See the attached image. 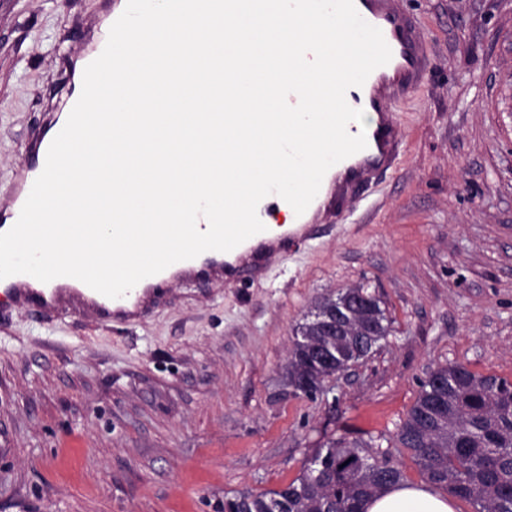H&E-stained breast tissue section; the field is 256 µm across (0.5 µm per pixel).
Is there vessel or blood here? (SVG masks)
<instances>
[{
    "label": "vessel or blood",
    "mask_w": 512,
    "mask_h": 512,
    "mask_svg": "<svg viewBox=\"0 0 512 512\" xmlns=\"http://www.w3.org/2000/svg\"><path fill=\"white\" fill-rule=\"evenodd\" d=\"M354 4L366 22L381 30L392 56L386 65L371 72L363 86L353 90L356 107L364 112L365 117L363 123H349L347 131L352 135L365 133L366 147L326 172L324 189L319 190L306 211L295 217L288 229L286 235L291 237L308 236L317 221L341 217L355 188L365 183L372 173L394 167L403 136L391 105L403 91L418 87L425 75L423 35L410 14L400 6L399 0H354ZM121 13L116 0H105L102 28L96 38L90 39L88 49L77 57L70 71L72 90L68 98L69 107L80 97L85 67L101 54L108 31ZM69 107L62 110L52 123L53 132H60L65 126L70 115ZM49 146V141L40 142L34 166L20 173L12 203L14 211H21L35 180L42 173ZM283 204L278 195H268L257 208L259 219L266 224L265 231L231 251H207L196 258L176 262L168 269L143 279L118 299L108 298L86 285L78 288L66 285L60 277L38 285L32 276L26 274L8 277L6 292L12 305L19 308L35 306L44 313L52 314L68 304L74 309L93 313L105 322H131L164 296L171 275L205 277L227 285L262 277L282 254V235L273 233L268 222Z\"/></svg>",
    "instance_id": "b4317fda"
}]
</instances>
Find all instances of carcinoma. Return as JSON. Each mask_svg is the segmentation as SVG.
Returning a JSON list of instances; mask_svg holds the SVG:
<instances>
[{
	"label": "carcinoma",
	"instance_id": "1",
	"mask_svg": "<svg viewBox=\"0 0 512 512\" xmlns=\"http://www.w3.org/2000/svg\"><path fill=\"white\" fill-rule=\"evenodd\" d=\"M343 295L319 300L295 334L288 385L307 396L345 366L318 354L347 344L358 362L389 335L380 300L353 317L343 336H329L320 321ZM441 387L432 379L396 432L426 481L470 503L474 512H512V382L475 373L460 364L441 366ZM370 444L332 440L315 452L299 477L280 490L241 493L224 500V512H360L363 501L402 481L401 470Z\"/></svg>",
	"mask_w": 512,
	"mask_h": 512
}]
</instances>
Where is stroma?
<instances>
[{
	"label": "stroma",
	"instance_id": "obj_1",
	"mask_svg": "<svg viewBox=\"0 0 512 512\" xmlns=\"http://www.w3.org/2000/svg\"><path fill=\"white\" fill-rule=\"evenodd\" d=\"M430 69L394 103L398 168L315 224L265 277L175 280L135 324L45 319L0 296V512H224L277 490L330 439L388 451L445 364L512 381V0H403ZM100 0H0V209L66 97ZM359 284L391 332L315 397L294 334Z\"/></svg>",
	"mask_w": 512,
	"mask_h": 512
}]
</instances>
